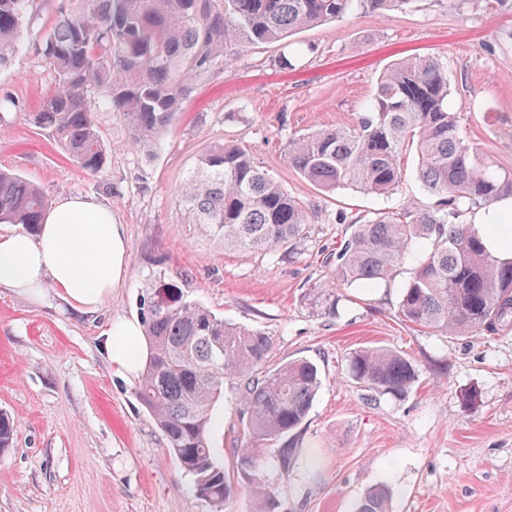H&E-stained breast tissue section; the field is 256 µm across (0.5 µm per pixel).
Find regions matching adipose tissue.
<instances>
[{"label": "adipose tissue", "instance_id": "1", "mask_svg": "<svg viewBox=\"0 0 512 512\" xmlns=\"http://www.w3.org/2000/svg\"><path fill=\"white\" fill-rule=\"evenodd\" d=\"M511 213L512 201L506 200L495 210L472 216L488 248L505 258L512 256V225L507 222ZM127 262L125 225L108 206L86 196L56 202L35 236L0 234V287L16 289L34 301L53 293L81 315L105 308L125 277ZM104 349L116 375L138 380L147 357L139 321L110 322Z\"/></svg>", "mask_w": 512, "mask_h": 512}]
</instances>
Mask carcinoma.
<instances>
[{
    "instance_id": "cac0c4a2",
    "label": "carcinoma",
    "mask_w": 512,
    "mask_h": 512,
    "mask_svg": "<svg viewBox=\"0 0 512 512\" xmlns=\"http://www.w3.org/2000/svg\"><path fill=\"white\" fill-rule=\"evenodd\" d=\"M30 2L0 0V67L22 42L35 41L59 90L31 121L71 161L98 175L109 146L95 109L120 113L134 146H156L195 84L235 51L280 42L364 5L387 13L412 0H58L47 23ZM449 89L448 67L437 57L400 59L378 75L353 124L289 140V166L318 189L386 198L398 191L402 157L413 147L418 179L432 197L422 207L376 210L352 225L336 243L332 279L309 289L313 312L334 315L338 290L390 283L408 265L397 301L401 321L463 336L512 328V258L489 251L469 221L476 210L512 200V168L461 134ZM175 198L187 223L230 251L295 254L312 222L308 206L237 144L202 153ZM49 208L38 185L0 170L1 224L32 234ZM140 316L150 357L136 395L196 495L214 512H224L234 495L210 443L214 408L224 380L232 379L243 432L237 468L252 487L254 512H273L266 473L272 466L286 473L297 461L295 440L322 385L318 365L299 358L270 366L269 337L224 321L164 275L142 291ZM347 372L364 390L394 399L418 378L410 359L385 347L352 352ZM13 436V421L0 412V452ZM356 512H389L387 494L370 492Z\"/></svg>"
}]
</instances>
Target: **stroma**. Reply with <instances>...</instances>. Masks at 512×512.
<instances>
[{"label":"stroma","mask_w":512,"mask_h":512,"mask_svg":"<svg viewBox=\"0 0 512 512\" xmlns=\"http://www.w3.org/2000/svg\"><path fill=\"white\" fill-rule=\"evenodd\" d=\"M292 41L303 50L293 69L279 63L280 42L245 47L216 67L154 149L128 146L120 114L95 111L111 147L96 176L29 120L58 89L34 42L0 68V97L17 104L0 131V168L37 183L50 201L83 195L110 205L128 233L125 279L97 314L0 287V411L16 425L12 447L0 454V512H211L135 383L113 373L103 347L108 321L139 317L142 291L160 273L225 320L268 336L271 364L303 357L320 369L322 387L299 436L303 459L268 472L276 512H353L376 488L387 491L390 512H512V331L458 336L406 325L394 283L347 289L333 316L305 305L309 286L333 275L326 256L357 216L429 203L416 155H404L400 188L389 198L324 194L285 157L291 137L352 124L390 62L430 54L448 66L464 136L512 167V140L500 133L512 125V0H414L386 16L361 8ZM219 142L244 144L310 204L301 253H228L185 223L175 189ZM365 346L414 361L418 381L406 398L366 401L346 373L349 354ZM472 390L470 404L464 396ZM240 412L237 386L225 382L210 431L235 486L224 512H252L234 457Z\"/></svg>","instance_id":"stroma-1"}]
</instances>
